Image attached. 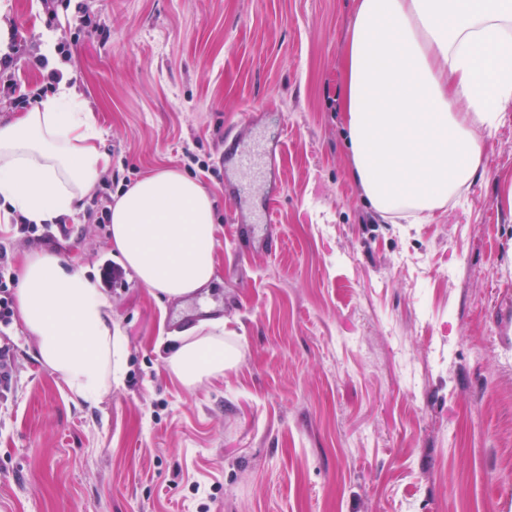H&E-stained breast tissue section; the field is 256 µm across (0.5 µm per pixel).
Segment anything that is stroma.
I'll return each instance as SVG.
<instances>
[{"label":"stroma","instance_id":"35a3bbf8","mask_svg":"<svg viewBox=\"0 0 512 512\" xmlns=\"http://www.w3.org/2000/svg\"><path fill=\"white\" fill-rule=\"evenodd\" d=\"M103 33L66 67L102 131L109 174L172 169L216 201L215 276L167 301L131 271L109 290L123 372L95 403L37 358L20 319L5 338L0 512H512V103L484 172L422 223L381 217L352 164L342 111L355 0H82ZM26 50L70 38L74 10L0 0ZM287 128L264 189L218 165L225 133L263 113ZM275 193L278 240L250 247L227 193ZM13 234L12 264L45 248L99 277L108 225ZM220 317L240 352L184 387L173 331Z\"/></svg>","mask_w":512,"mask_h":512}]
</instances>
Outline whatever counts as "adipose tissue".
Here are the masks:
<instances>
[{
  "mask_svg": "<svg viewBox=\"0 0 512 512\" xmlns=\"http://www.w3.org/2000/svg\"><path fill=\"white\" fill-rule=\"evenodd\" d=\"M512 103V0H357L343 70L352 178L374 210L424 220L480 176L484 143ZM110 157L69 78L0 125V223L78 213ZM112 249L154 296L183 299L215 275V200L161 170L111 207ZM16 305L43 364L86 402L118 378L125 341L111 298L41 250L22 260ZM238 358L223 321L187 329L167 364L188 388Z\"/></svg>",
  "mask_w": 512,
  "mask_h": 512,
  "instance_id": "ef3b65f1",
  "label": "adipose tissue"
}]
</instances>
